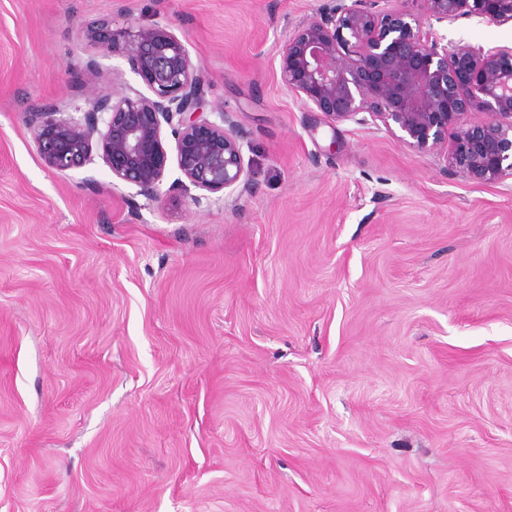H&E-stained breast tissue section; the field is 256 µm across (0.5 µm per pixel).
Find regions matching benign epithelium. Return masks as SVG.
<instances>
[{
    "label": "benign epithelium",
    "instance_id": "7a95c632",
    "mask_svg": "<svg viewBox=\"0 0 512 512\" xmlns=\"http://www.w3.org/2000/svg\"><path fill=\"white\" fill-rule=\"evenodd\" d=\"M424 2L439 21L512 24V0ZM77 30L90 46L125 59L148 94L87 98L76 108L79 118H59L52 105L28 113L26 124L47 168L74 170L97 156L117 181L160 202L171 161L168 130L181 173L171 187L203 191L193 197L198 205L220 192L234 202L249 190L244 134L220 106L212 109L217 119L207 117L205 82L186 36L158 20L116 28L103 18L80 22ZM279 66L288 91L334 123L365 112L414 149L450 153L474 181L512 179V46L444 44L432 28L401 11L330 0L288 36ZM469 112L491 119L460 127L448 140V128Z\"/></svg>",
    "mask_w": 512,
    "mask_h": 512
}]
</instances>
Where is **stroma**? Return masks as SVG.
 Returning a JSON list of instances; mask_svg holds the SVG:
<instances>
[{"instance_id": "1", "label": "stroma", "mask_w": 512, "mask_h": 512, "mask_svg": "<svg viewBox=\"0 0 512 512\" xmlns=\"http://www.w3.org/2000/svg\"><path fill=\"white\" fill-rule=\"evenodd\" d=\"M326 2L0 0V512H512V180L289 93ZM105 15L186 35L246 133L236 201L43 164L27 112L144 89L89 80L70 20Z\"/></svg>"}]
</instances>
